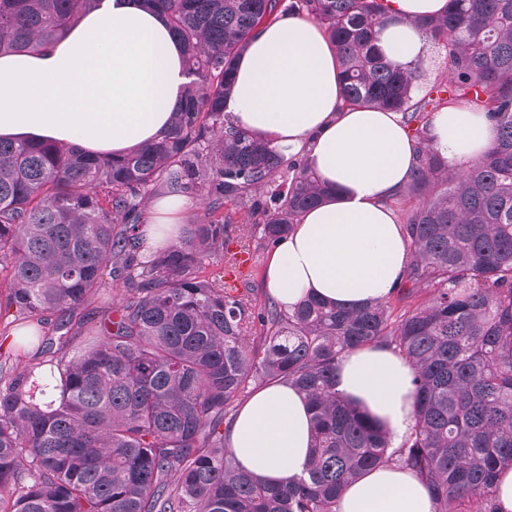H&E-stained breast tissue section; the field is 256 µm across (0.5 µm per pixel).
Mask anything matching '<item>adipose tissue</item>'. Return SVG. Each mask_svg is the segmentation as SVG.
I'll return each mask as SVG.
<instances>
[{"mask_svg": "<svg viewBox=\"0 0 512 512\" xmlns=\"http://www.w3.org/2000/svg\"><path fill=\"white\" fill-rule=\"evenodd\" d=\"M447 7L448 0H388L379 47L392 61L421 62L428 40L413 21ZM188 82L183 46L159 10L144 0H99L49 50L0 56V138L124 155L167 135ZM224 109L241 128L304 153L331 187L278 242L264 275L272 300L289 310L314 295L358 309L387 298L409 253L389 201L416 161L400 115L344 107L333 46L302 15L253 34ZM429 136L449 166L462 169L484 156L494 131L483 113L453 105L432 114ZM189 205L181 194L154 200L145 228L151 247L176 242ZM412 378L404 357L366 346L343 358L336 391L376 417L396 447L414 423ZM311 441L305 398L278 382L254 390L226 434L240 465L269 483L302 474ZM337 512H433V502L413 473L388 463L353 483Z\"/></svg>", "mask_w": 512, "mask_h": 512, "instance_id": "obj_1", "label": "adipose tissue"}]
</instances>
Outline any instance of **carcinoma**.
Listing matches in <instances>:
<instances>
[{
    "instance_id": "1",
    "label": "carcinoma",
    "mask_w": 512,
    "mask_h": 512,
    "mask_svg": "<svg viewBox=\"0 0 512 512\" xmlns=\"http://www.w3.org/2000/svg\"><path fill=\"white\" fill-rule=\"evenodd\" d=\"M95 2L0 0V55L49 49ZM146 2L191 77L163 139L117 157L0 140V322L16 331L15 365L0 369V512H336L352 482L390 461L420 478L434 512H499L496 479L512 469V0H448L417 22L448 67L446 102L416 97L422 64L377 46L388 0ZM294 13L335 44L343 103L401 114L417 143L393 200L416 201L402 210L407 266L391 296L359 309L308 298L284 312L200 275L231 238L277 244L327 193L305 156L224 111L254 31ZM454 101L495 131L464 170L427 135V107ZM164 188L200 197L205 220L146 249L147 191ZM228 205L251 223H233ZM116 284L112 307L81 312ZM422 286L431 297L414 305ZM48 315L54 339L41 334ZM364 346L414 370V425L398 448L336 394L340 360ZM259 381L296 388L312 415L305 472L280 485L226 446V418Z\"/></svg>"
}]
</instances>
